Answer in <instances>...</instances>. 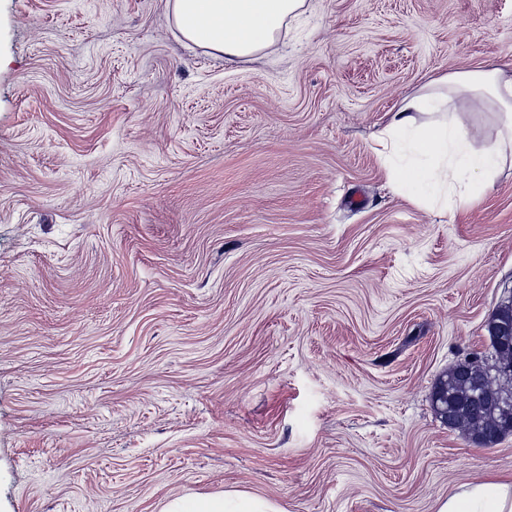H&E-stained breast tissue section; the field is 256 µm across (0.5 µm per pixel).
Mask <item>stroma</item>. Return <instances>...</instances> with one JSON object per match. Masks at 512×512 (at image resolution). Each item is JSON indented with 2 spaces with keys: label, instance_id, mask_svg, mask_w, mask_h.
Here are the masks:
<instances>
[{
  "label": "stroma",
  "instance_id": "1",
  "mask_svg": "<svg viewBox=\"0 0 512 512\" xmlns=\"http://www.w3.org/2000/svg\"><path fill=\"white\" fill-rule=\"evenodd\" d=\"M512 70V0H305L259 56L167 0H0V512H435L512 475L436 416L512 298V165L427 210L377 142ZM160 512H284L274 501L246 492L227 490L208 495H181L166 499Z\"/></svg>",
  "mask_w": 512,
  "mask_h": 512
}]
</instances>
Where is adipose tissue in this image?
Instances as JSON below:
<instances>
[{
	"label": "adipose tissue",
	"instance_id": "1",
	"mask_svg": "<svg viewBox=\"0 0 512 512\" xmlns=\"http://www.w3.org/2000/svg\"><path fill=\"white\" fill-rule=\"evenodd\" d=\"M172 22L182 39L220 54L231 62L269 48L303 0H168ZM444 94L407 98L394 112L385 140L406 152L389 169L404 194L432 209L478 198L512 154V74L493 67L460 71L440 78ZM494 106L499 129L492 146L474 149L459 112ZM419 112L431 113L417 122ZM160 512H283L274 501L227 490L166 499ZM436 512H512V478H478L438 499Z\"/></svg>",
	"mask_w": 512,
	"mask_h": 512
}]
</instances>
